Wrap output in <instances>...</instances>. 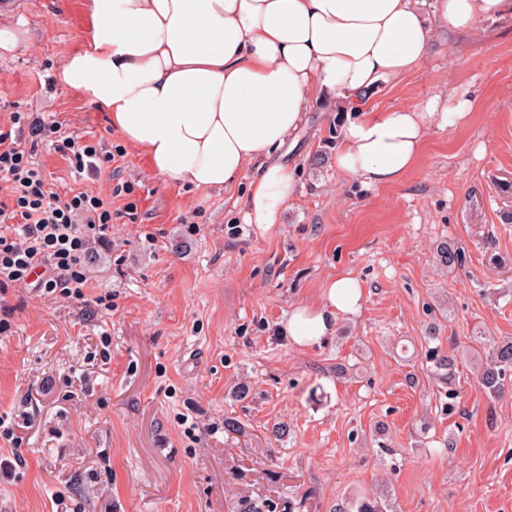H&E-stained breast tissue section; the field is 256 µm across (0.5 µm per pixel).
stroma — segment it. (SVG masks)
Instances as JSON below:
<instances>
[{
    "mask_svg": "<svg viewBox=\"0 0 512 512\" xmlns=\"http://www.w3.org/2000/svg\"><path fill=\"white\" fill-rule=\"evenodd\" d=\"M83 29L81 0H0L17 38L0 48V129L44 116L116 155L97 178L51 145L34 157L52 191L108 199L112 230L89 248L85 299L35 279L0 296V418L15 427L0 512H330L362 496L385 512H512V380L496 396L479 381L512 341V16L434 29L417 69L370 89L365 112L468 107L397 184L339 170L344 115L312 101L280 151L303 190L268 229L243 221L253 171L227 189L168 184L57 81ZM444 242L461 263L440 262ZM344 275L359 314L296 346L293 308ZM436 346L458 355L452 411Z\"/></svg>",
    "mask_w": 512,
    "mask_h": 512,
    "instance_id": "stroma-1",
    "label": "stroma"
}]
</instances>
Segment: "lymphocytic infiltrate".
Masks as SVG:
<instances>
[{"label": "lymphocytic infiltrate", "instance_id": "obj_1", "mask_svg": "<svg viewBox=\"0 0 512 512\" xmlns=\"http://www.w3.org/2000/svg\"><path fill=\"white\" fill-rule=\"evenodd\" d=\"M13 121L15 131L0 129V181L14 189L11 202L0 201V288L26 285L32 270L43 265L49 274L42 288L83 299L88 279L82 258L90 241L101 238L111 224V207L86 192L63 198L50 191L21 144L52 142L78 172L91 175L112 162L113 155L64 135L56 121L28 118L21 112Z\"/></svg>", "mask_w": 512, "mask_h": 512}]
</instances>
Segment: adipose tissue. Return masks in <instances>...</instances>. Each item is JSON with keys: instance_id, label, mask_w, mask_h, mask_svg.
<instances>
[{"instance_id": "1", "label": "adipose tissue", "mask_w": 512, "mask_h": 512, "mask_svg": "<svg viewBox=\"0 0 512 512\" xmlns=\"http://www.w3.org/2000/svg\"><path fill=\"white\" fill-rule=\"evenodd\" d=\"M83 0L86 38L65 54L58 80L101 107L167 183L229 187L249 166L245 220L267 228L298 191L276 153L304 122L315 93L343 98L406 75L424 61L434 26L456 32L512 12V0ZM397 108L342 126L336 166L364 186L399 182L431 127L464 110ZM362 293L330 280L315 307L285 330L299 345L356 315Z\"/></svg>"}]
</instances>
